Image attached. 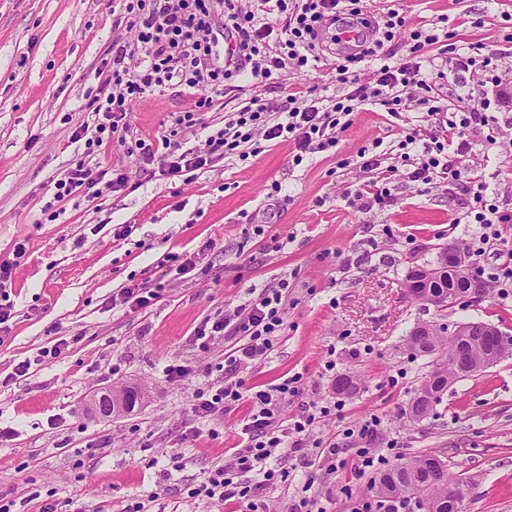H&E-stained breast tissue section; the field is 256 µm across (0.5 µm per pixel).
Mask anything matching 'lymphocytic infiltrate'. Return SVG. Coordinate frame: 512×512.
<instances>
[{
  "label": "lymphocytic infiltrate",
  "instance_id": "1",
  "mask_svg": "<svg viewBox=\"0 0 512 512\" xmlns=\"http://www.w3.org/2000/svg\"><path fill=\"white\" fill-rule=\"evenodd\" d=\"M359 3L360 0H258L257 10L246 11L238 0H128L127 26L135 30L136 39L113 44L112 64L92 102L97 121L94 127L75 129L74 137L85 140L91 151L107 142L123 146L136 165L158 166L171 179L204 169L214 158L237 153L258 135L267 141H293L294 160L302 162L304 155L334 145L342 118L359 111L367 100H376L394 116L415 101L417 91L429 90L422 59L429 48L447 42L450 31L414 32L406 55L393 63L382 61L375 86L362 84L351 65L376 55L386 41L392 40L395 29L403 27V14L392 11L379 38L356 39V53L337 65L336 80L347 92L330 106L301 105L283 113L270 100L250 98L245 106L229 113L223 128L210 134L201 150L182 149L179 136L198 125L196 111L212 108V99H199L196 111L176 116L167 135L158 141L133 137L127 103L146 88L172 82L189 88L220 86L238 76L246 64L250 65L253 78L264 80L289 62L296 68H305L321 33L339 22L341 16L358 15ZM223 38L229 46L222 57L216 46ZM138 55L144 59V66L130 69V60ZM487 123L486 114L469 104L459 105L442 123L441 136L425 145L411 173L412 181L429 185L443 179H460L462 171L456 158L467 146L465 136L475 126ZM128 185L125 169L91 167L81 161L56 181L53 197L44 203L41 212L54 221L61 213V202L68 198L79 195L92 201ZM472 200L467 216L479 225L480 242H502L501 227L511 223L512 216L499 211L484 185H477ZM287 297L288 282L283 279L277 286L262 288L248 305L225 311L212 323H201L196 329L198 341L228 335L239 338L240 344L224 359L223 384L197 393L195 416L205 419L223 415L246 398L250 399L252 410L243 428L248 437L245 447L192 488L193 497L220 501L237 497L247 500L249 512H271L268 504L253 502V488L243 483V475L256 474L263 486L288 480L289 472L282 465L288 437L307 435L315 417L304 415L291 426H283L282 405L299 392L292 380L284 379L271 389L251 394L239 375L244 366L273 351L284 330Z\"/></svg>",
  "mask_w": 512,
  "mask_h": 512
}]
</instances>
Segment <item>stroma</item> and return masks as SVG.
I'll return each mask as SVG.
<instances>
[{
	"mask_svg": "<svg viewBox=\"0 0 512 512\" xmlns=\"http://www.w3.org/2000/svg\"><path fill=\"white\" fill-rule=\"evenodd\" d=\"M376 22L396 9L406 26L387 51L405 55L414 31H430L440 18L454 31L459 51L496 43V74L512 87V42L505 15L512 0H362ZM124 0H0V258L25 243L27 256L13 270L7 291L13 304L9 333L0 344V496L14 512H37L53 499L58 512H120L132 500H149L151 512H247L244 501L192 499L189 486L204 481L247 442L242 427L249 405L200 423L192 413L197 391L221 384L217 363L237 347L216 338L199 352L194 331L205 319L248 304L252 292L289 282L284 332L268 358L241 372L247 386L267 389L296 378L299 393L283 409L317 419L305 438L315 482V512H386L372 488L374 473H352L356 449L384 455L389 465L432 452L451 472L467 477L470 512H512V356L458 381L422 422L406 415L418 386L433 370L431 358L406 345L419 321L455 325L480 320L512 335V296L491 286L487 298L444 311L424 307L406 294L412 264L435 261L439 247L462 246L477 230L462 223L472 195L466 181L425 185L408 177L401 143L418 133L422 142L439 125L425 106L390 116L377 105L353 113L336 144L294 163L290 142H261L258 152L212 161L188 180L145 172L124 147L88 153L73 137L93 124L90 101L98 94L114 41H133ZM338 55L324 50L309 71L286 66L267 83L249 71L214 89L166 85L130 105L134 131L150 138L168 130L172 114L193 110L212 97L203 122L187 133L185 147H203L224 116L260 96L288 109L291 97L336 99ZM442 106L459 99L479 106L493 84L472 73L436 81ZM495 146L486 130L469 136L461 159L493 192L500 211L512 215V112L497 115ZM396 167L393 200L361 209L355 198L378 172L364 170L363 156ZM126 168L131 189L95 201L63 202L55 221L41 207L77 162ZM281 184L272 194V184ZM129 226L127 237L115 231ZM262 235H255V227ZM213 249H206V242ZM206 258L189 274H166L168 252ZM162 283L161 298L146 309L112 306L113 294L137 283ZM67 349L49 350L58 340ZM29 362L25 376L15 367ZM187 367L177 380L167 366ZM354 378L352 398L338 399L333 380ZM138 391L135 407L104 419L89 399L100 389ZM340 401L335 414L321 406ZM377 422L363 439L359 429ZM197 436H189L191 427ZM344 447L342 466L330 467L321 449ZM181 453L182 471L165 474L170 454Z\"/></svg>",
	"mask_w": 512,
	"mask_h": 512,
	"instance_id": "1",
	"label": "stroma"
}]
</instances>
